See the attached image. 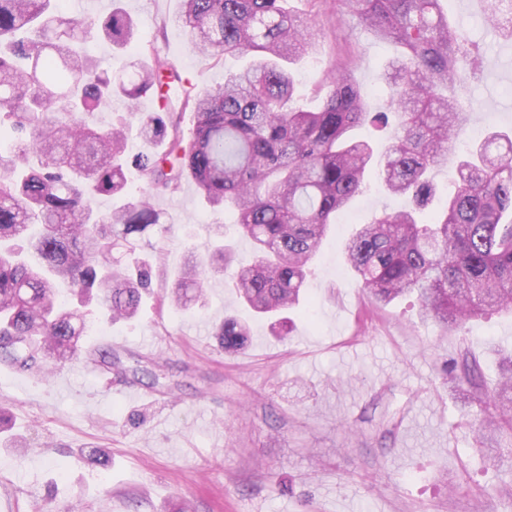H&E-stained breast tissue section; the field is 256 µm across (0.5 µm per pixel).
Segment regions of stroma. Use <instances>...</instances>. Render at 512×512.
<instances>
[{
    "mask_svg": "<svg viewBox=\"0 0 512 512\" xmlns=\"http://www.w3.org/2000/svg\"><path fill=\"white\" fill-rule=\"evenodd\" d=\"M140 46L155 45L192 84L210 87L242 59L214 62L191 47L181 0H122ZM306 22L312 48L295 67V104L315 108L328 70L353 64L369 111L384 110L383 76L400 47L368 35L345 10L289 0ZM486 0H443L450 24L484 49L467 97L478 108L464 142L512 131V42L482 22ZM168 217L153 236L157 268L137 319L89 318L61 388L43 376L0 365V512H512V470L486 468L474 416L443 368L467 349L487 390L498 379L496 348L512 350V313L444 331L421 319L412 299L379 306L355 284L348 240L402 197L369 179L336 217L309 267L306 300L287 338L250 318L251 336L225 353L213 329L245 316L230 278L211 281L207 303L177 312L159 302L189 251L204 250L222 226L238 257L253 254L232 212L210 206L192 182L155 199ZM111 347L137 368L141 398L126 379L96 363ZM109 462L91 464V449Z\"/></svg>",
    "mask_w": 512,
    "mask_h": 512,
    "instance_id": "1",
    "label": "stroma"
}]
</instances>
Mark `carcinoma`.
I'll return each instance as SVG.
<instances>
[{
	"mask_svg": "<svg viewBox=\"0 0 512 512\" xmlns=\"http://www.w3.org/2000/svg\"><path fill=\"white\" fill-rule=\"evenodd\" d=\"M284 0H182L180 19L197 50L215 62L249 57L241 72L203 92L153 47L151 63L102 68L83 44L97 38L117 51L139 49L137 24L112 2L105 17L74 18L58 0H0V128L13 145L0 150V364L39 374L78 355L87 309L113 319L138 314L150 285L143 245L165 229L151 199L195 183L216 208H232L256 259L241 263L233 288L251 311L287 325L298 306L308 265L332 217L363 192L376 168L384 188L408 195L411 208L385 212L346 245L357 286L384 306L415 294L422 313L444 327L512 312V137L492 132L456 165L454 189L430 221L418 209L434 194L431 171L448 164V143L462 137L474 108L448 88L477 78L483 56L448 24L441 0H340L376 39L400 45L391 65L388 107L400 128L387 154L350 132L385 120L366 110L350 63L331 69L318 111L293 107L294 80L285 63L312 47L305 22ZM485 22L512 40V0H489ZM152 94L162 111L138 117L144 149L128 155L127 117L104 129L83 115L109 107L112 96ZM195 115L190 134L185 110ZM148 179L126 199L125 170ZM95 195L119 201L95 211ZM232 248L220 241L192 254L169 294L177 310L204 306L211 276L224 273ZM224 350L239 349L249 326L227 317L215 330ZM497 390L485 393L480 365L466 351L448 373L477 406L480 436L494 442L485 458L512 463V354L501 356Z\"/></svg>",
	"mask_w": 512,
	"mask_h": 512,
	"instance_id": "carcinoma-1",
	"label": "carcinoma"
}]
</instances>
